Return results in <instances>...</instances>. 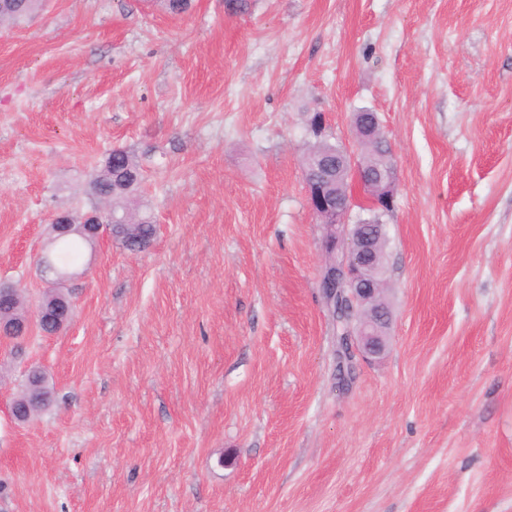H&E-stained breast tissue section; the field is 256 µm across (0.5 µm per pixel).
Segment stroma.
Returning a JSON list of instances; mask_svg holds the SVG:
<instances>
[{"instance_id": "35a3bbf8", "label": "stroma", "mask_w": 512, "mask_h": 512, "mask_svg": "<svg viewBox=\"0 0 512 512\" xmlns=\"http://www.w3.org/2000/svg\"><path fill=\"white\" fill-rule=\"evenodd\" d=\"M395 167L380 357L340 377L307 117ZM157 225L0 339V512H512V0H46L0 25V282L33 311L112 149ZM54 403L24 424L28 370Z\"/></svg>"}]
</instances>
